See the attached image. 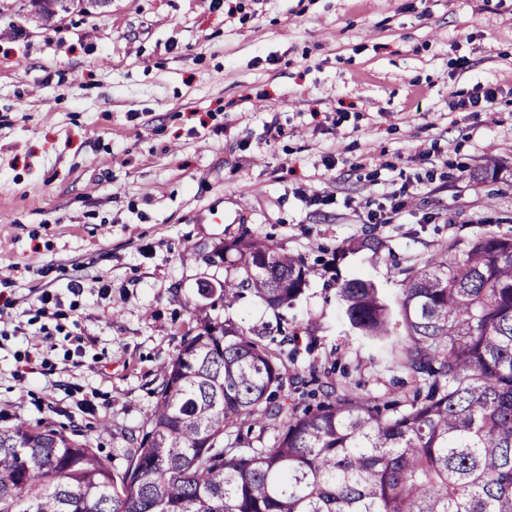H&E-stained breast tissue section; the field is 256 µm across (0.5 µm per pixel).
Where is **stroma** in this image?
<instances>
[{
  "instance_id": "35a3bbf8",
  "label": "stroma",
  "mask_w": 512,
  "mask_h": 512,
  "mask_svg": "<svg viewBox=\"0 0 512 512\" xmlns=\"http://www.w3.org/2000/svg\"><path fill=\"white\" fill-rule=\"evenodd\" d=\"M30 10L0 0V427L122 458L204 318L260 333L286 404L314 373L409 391L336 282L393 296L398 266L512 236V0H112L48 26ZM480 84L490 111L459 109ZM244 231L311 265L370 231L384 248L291 306L227 308L197 283L223 281L206 257Z\"/></svg>"
}]
</instances>
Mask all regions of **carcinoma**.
Here are the masks:
<instances>
[{"instance_id":"1","label":"carcinoma","mask_w":512,"mask_h":512,"mask_svg":"<svg viewBox=\"0 0 512 512\" xmlns=\"http://www.w3.org/2000/svg\"><path fill=\"white\" fill-rule=\"evenodd\" d=\"M374 235L333 252H377ZM198 286L232 306L290 305L315 269L243 233ZM389 299L364 275L339 284L349 326L396 346L413 389L377 402L319 384L283 415L284 376L252 333L205 320L161 367L137 446L117 464L50 425L0 429V512H512V236L450 242L398 269ZM278 426L271 448L228 444L244 421Z\"/></svg>"}]
</instances>
